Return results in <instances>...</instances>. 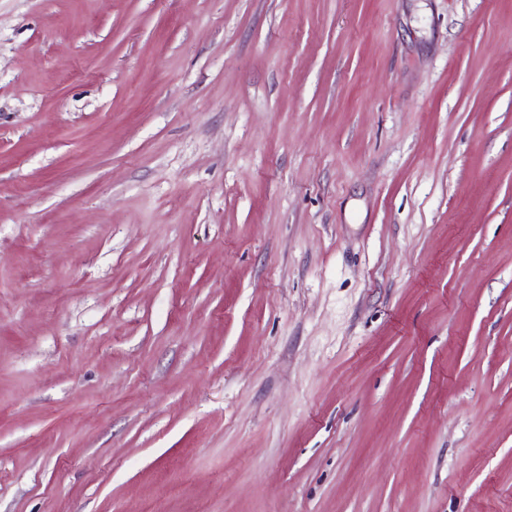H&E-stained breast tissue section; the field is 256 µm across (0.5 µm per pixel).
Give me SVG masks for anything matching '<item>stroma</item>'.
Wrapping results in <instances>:
<instances>
[{"label": "stroma", "instance_id": "35a3bbf8", "mask_svg": "<svg viewBox=\"0 0 512 512\" xmlns=\"http://www.w3.org/2000/svg\"><path fill=\"white\" fill-rule=\"evenodd\" d=\"M0 512H512V0H0Z\"/></svg>", "mask_w": 512, "mask_h": 512}]
</instances>
